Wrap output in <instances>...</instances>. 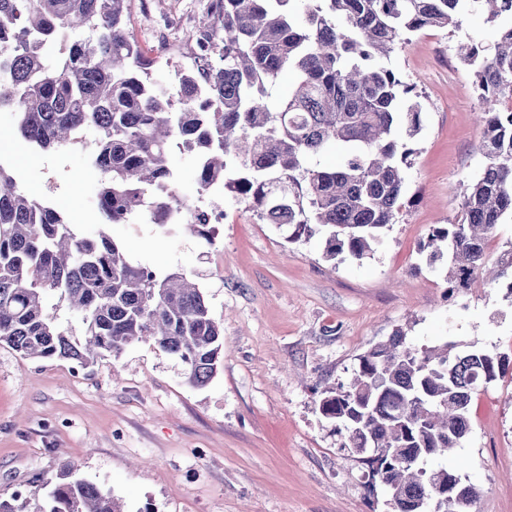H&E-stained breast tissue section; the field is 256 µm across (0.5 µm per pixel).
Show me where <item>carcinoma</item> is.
Returning a JSON list of instances; mask_svg holds the SVG:
<instances>
[{
    "instance_id": "carcinoma-1",
    "label": "carcinoma",
    "mask_w": 512,
    "mask_h": 512,
    "mask_svg": "<svg viewBox=\"0 0 512 512\" xmlns=\"http://www.w3.org/2000/svg\"><path fill=\"white\" fill-rule=\"evenodd\" d=\"M132 0H0V111L14 116L29 148L58 154L90 142L101 223L125 224L150 210L191 211L171 165L173 149L195 159L198 197L245 203L296 242L327 231L325 255L361 260L396 223L419 104L399 111L411 88L383 64L427 28L455 27L471 7L499 22L492 42L462 57L479 91L485 159L461 218L428 235V262L446 263L448 288L484 279L488 238L512 214V0H210L189 34L192 64L166 61L175 81L151 78L157 60L130 28ZM294 74L288 93L270 89ZM94 137L87 138V131ZM0 142V346L81 368L151 340L181 360L186 382L209 384L224 363V326L192 277L160 275L132 261L101 233L81 237L51 201L19 186ZM343 161L312 159L331 147ZM79 314L75 340L48 311L52 296ZM512 366L487 350L421 351L395 330L360 356L347 384L324 390L321 414L338 423L342 447L367 467L368 487H391L393 512L435 510L448 492L453 512H474L476 488L429 459L470 431L473 396ZM365 448H378L373 455ZM44 492L0 493V512H123L111 492L76 477L71 462L42 481Z\"/></svg>"
}]
</instances>
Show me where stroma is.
Segmentation results:
<instances>
[{"label": "stroma", "instance_id": "35a3bbf8", "mask_svg": "<svg viewBox=\"0 0 512 512\" xmlns=\"http://www.w3.org/2000/svg\"><path fill=\"white\" fill-rule=\"evenodd\" d=\"M207 0H134L130 25L153 75L170 84L168 57L187 40ZM485 16L432 28L386 60L413 86L419 133L408 142L405 205L362 260L327 259L321 233L287 242L273 224L230 202L213 243L186 227L100 224L83 151L62 159L15 152L23 187L50 195L86 237L106 233L155 271L180 269L202 288L224 325V364L205 387L184 364L137 342L73 372L66 360L21 357L0 346V491H32L63 461L121 500L126 512H390L383 489L368 492L366 468L342 448L319 411L327 387L348 383L358 358L403 330L409 346H455L512 357V291L480 283L449 289L444 264L422 246L433 225L458 219L479 173L478 92L458 46L490 42ZM61 181L47 193V167ZM471 429L447 464L480 492L477 512H512V370L473 399Z\"/></svg>", "mask_w": 512, "mask_h": 512}]
</instances>
